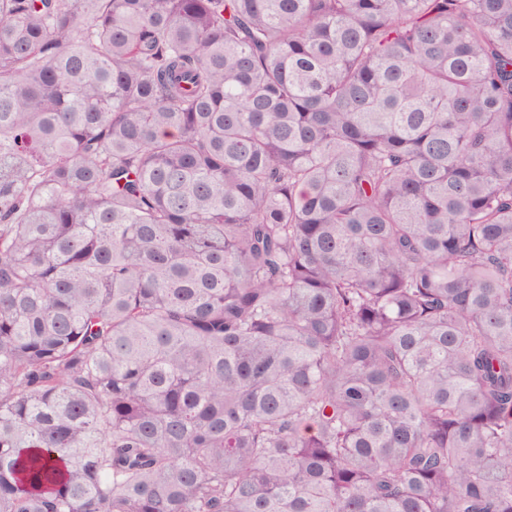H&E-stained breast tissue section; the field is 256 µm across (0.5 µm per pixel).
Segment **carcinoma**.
I'll use <instances>...</instances> for the list:
<instances>
[{"label":"carcinoma","instance_id":"cac0c4a2","mask_svg":"<svg viewBox=\"0 0 512 512\" xmlns=\"http://www.w3.org/2000/svg\"><path fill=\"white\" fill-rule=\"evenodd\" d=\"M0 512H512V0H0Z\"/></svg>","mask_w":512,"mask_h":512}]
</instances>
